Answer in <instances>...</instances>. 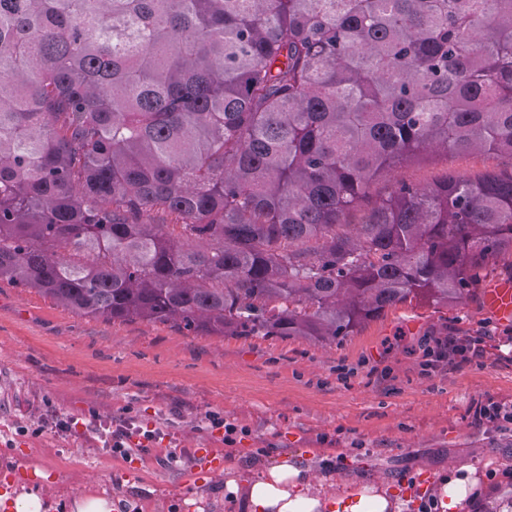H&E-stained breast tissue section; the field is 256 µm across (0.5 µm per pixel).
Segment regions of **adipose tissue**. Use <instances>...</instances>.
Segmentation results:
<instances>
[{
  "mask_svg": "<svg viewBox=\"0 0 512 512\" xmlns=\"http://www.w3.org/2000/svg\"><path fill=\"white\" fill-rule=\"evenodd\" d=\"M224 487L244 512H401L396 492L387 482L312 474L302 460L284 455L273 464L255 467L247 482L228 477ZM487 494L475 466H459L437 481L435 495L442 512L480 507Z\"/></svg>",
  "mask_w": 512,
  "mask_h": 512,
  "instance_id": "adipose-tissue-1",
  "label": "adipose tissue"
}]
</instances>
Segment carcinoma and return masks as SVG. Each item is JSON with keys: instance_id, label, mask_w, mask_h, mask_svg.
I'll return each mask as SVG.
<instances>
[{"instance_id": "1", "label": "carcinoma", "mask_w": 512, "mask_h": 512, "mask_svg": "<svg viewBox=\"0 0 512 512\" xmlns=\"http://www.w3.org/2000/svg\"><path fill=\"white\" fill-rule=\"evenodd\" d=\"M512 0H0V283L80 317L333 343L512 254ZM174 216L153 224L151 212ZM512 170V159L503 154H455L419 159L402 166L394 177H383L370 189L371 198L385 197L395 180L426 186L454 173L475 178L489 172Z\"/></svg>"}]
</instances>
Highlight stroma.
Masks as SVG:
<instances>
[{"label":"stroma","instance_id":"1","mask_svg":"<svg viewBox=\"0 0 512 512\" xmlns=\"http://www.w3.org/2000/svg\"><path fill=\"white\" fill-rule=\"evenodd\" d=\"M512 170L503 154H455L402 166L395 180L426 186L454 173ZM483 291L447 309L403 304L351 336L323 345L300 337L194 336L169 324L81 318L28 288L0 284V476L55 484L50 512L72 493L111 498L114 512H242L224 472L301 457L319 473L394 480L404 512L432 493L449 465L473 464L492 494H512V421L478 423L476 402L512 405V320ZM482 338L484 357L424 374L433 338ZM239 429L234 445L207 430V414ZM155 426L149 454L107 445L119 419ZM77 420L76 432L59 430ZM181 456L167 461L170 449ZM201 448L222 466L205 470Z\"/></svg>","mask_w":512,"mask_h":512}]
</instances>
